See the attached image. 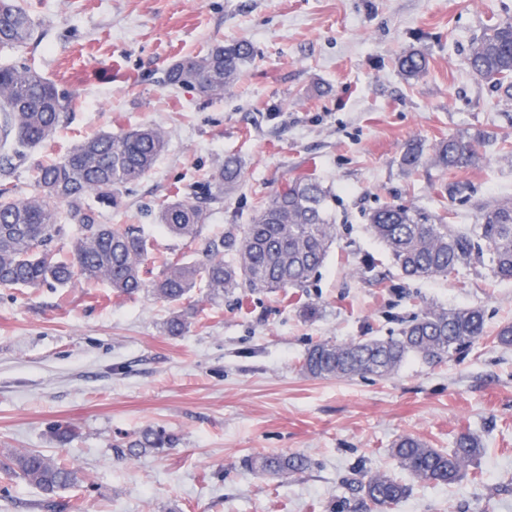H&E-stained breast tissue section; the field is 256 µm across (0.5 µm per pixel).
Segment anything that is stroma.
<instances>
[{"mask_svg":"<svg viewBox=\"0 0 512 512\" xmlns=\"http://www.w3.org/2000/svg\"><path fill=\"white\" fill-rule=\"evenodd\" d=\"M33 35L0 49L70 99L67 119L39 147L0 158V185L24 196L38 164L85 137L162 126L168 146L152 171L103 208L109 224L140 227L151 275L197 247L163 230L160 202L204 195L225 156L243 182L210 204L204 237L249 223L262 200L295 175L331 191L336 238L305 288L180 303L149 292L116 296L107 284L0 287V512H366L353 489L385 472L410 488L394 512H512V347L489 336L512 323V282L472 262L431 280L402 277L369 230V216L403 204L448 223H474L479 203L512 197V102L468 71L465 57L512 0H25ZM218 41L249 42L254 57L223 98L206 100L161 78L180 57ZM412 48L427 73L405 80L396 58ZM491 135L481 159L450 177L470 199L435 192L432 163L407 173L409 141ZM316 304L309 318L302 303ZM425 305L479 307L487 340L453 361L412 357L387 378H313L314 343L394 336ZM188 313L180 336L167 320ZM76 434L67 444L54 427ZM150 427L179 441L162 455L118 458L114 444ZM484 451L455 485L427 484L391 449L410 435L442 450L464 430ZM36 450L76 470L54 497L12 475ZM299 453L283 477L245 467L257 454Z\"/></svg>","mask_w":512,"mask_h":512,"instance_id":"obj_1","label":"stroma"}]
</instances>
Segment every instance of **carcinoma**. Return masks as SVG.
Segmentation results:
<instances>
[{"label":"carcinoma","instance_id":"obj_1","mask_svg":"<svg viewBox=\"0 0 512 512\" xmlns=\"http://www.w3.org/2000/svg\"><path fill=\"white\" fill-rule=\"evenodd\" d=\"M34 22L24 0H0V47L26 42ZM253 57L245 41L215 43L206 53L185 56L162 78L169 87H189L204 99L224 96ZM469 72L493 84L512 100V18H497L484 27L467 54ZM397 68L407 79L428 70L420 51H406ZM69 101L55 86L26 65L0 66V146L36 147L64 123ZM485 138L450 136L434 147L431 161L445 172L480 160ZM168 144L159 125L129 128L77 142L60 161L37 168V189L18 198L9 187L0 189V287L56 288L75 281L105 282L117 295L131 296L149 288L157 298L177 303L195 288L212 299L239 289L256 292L304 288L323 265L336 237L331 223L329 191L312 176H298L278 189L256 210L251 223L233 224L224 235L202 238L208 215L203 203L175 196L160 204L157 221L175 237L201 241L192 261L172 258L148 281L144 274L150 243L131 224H105L98 205L115 206L122 189L148 174ZM421 143L404 147L401 165L414 170L423 161ZM242 177L239 160L224 158L211 178L210 199L220 201L224 190ZM437 191L452 200L467 197L464 181L441 182ZM371 233L388 249L392 262L406 278L424 280L448 275L472 258H486L495 278L512 281V200L477 206L476 224L457 227L440 217L406 205H384L370 215ZM68 237L71 258L57 257L52 243ZM485 338V314L480 308L424 307L395 336L345 343H316L305 353L302 368L314 378L387 377L410 356L428 364L456 358ZM165 429L147 428L127 443L115 446L121 456L161 454L173 447ZM483 451L480 436L460 433L448 451L429 447L412 436L401 438L392 453L413 478L433 484L458 483L466 467ZM26 483L51 497L74 484L77 472L40 451L14 458ZM250 469L280 477L301 471V454H263L248 462ZM363 498L380 512L403 501L409 487L387 473L366 475L360 482Z\"/></svg>","mask_w":512,"mask_h":512}]
</instances>
